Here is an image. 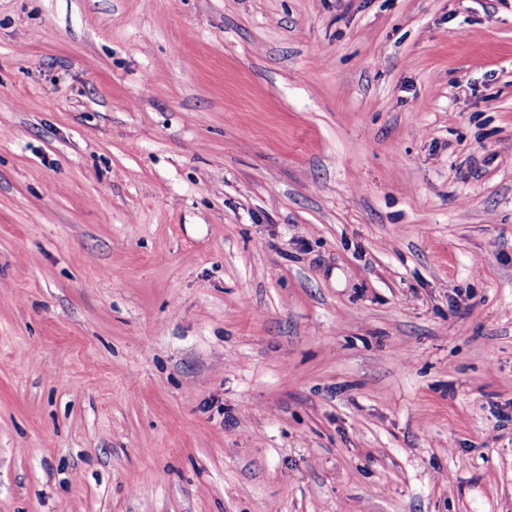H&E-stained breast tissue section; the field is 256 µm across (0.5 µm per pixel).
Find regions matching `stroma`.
I'll return each instance as SVG.
<instances>
[{
  "label": "stroma",
  "mask_w": 512,
  "mask_h": 512,
  "mask_svg": "<svg viewBox=\"0 0 512 512\" xmlns=\"http://www.w3.org/2000/svg\"><path fill=\"white\" fill-rule=\"evenodd\" d=\"M0 512H512V0H0Z\"/></svg>",
  "instance_id": "obj_1"
}]
</instances>
